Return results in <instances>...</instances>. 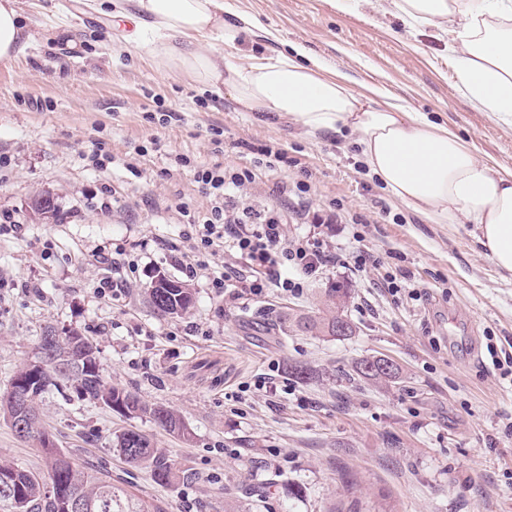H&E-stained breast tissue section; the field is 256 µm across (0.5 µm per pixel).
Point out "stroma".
<instances>
[{
    "mask_svg": "<svg viewBox=\"0 0 512 512\" xmlns=\"http://www.w3.org/2000/svg\"><path fill=\"white\" fill-rule=\"evenodd\" d=\"M19 3L31 40L0 61V212L19 223L0 234V391L45 326L92 338L106 380L174 410L190 440L71 389L45 394L43 421L61 447L164 512L232 502L246 512H512V376L492 371L486 350L512 361V275L475 226L425 223L369 176L353 137L257 122L229 95L156 68L82 0ZM239 16L254 27L230 56L301 44L353 89L448 122L479 158L512 169V126L457 91L449 33L329 0H224L225 19ZM269 145L287 157L274 171L261 166ZM216 164L256 172L227 211L283 210L289 239L319 235L337 260L301 293L270 287L236 302L200 272L193 310L174 318L153 309L148 290L158 271L182 279L169 246L209 210L195 173ZM42 192L55 198L49 219L32 208ZM303 209L337 221L303 223ZM362 250L377 266L354 269ZM118 251L136 264L112 296L99 286ZM389 272L405 273L404 293L385 288ZM336 286L350 292L351 336L281 324L317 313ZM380 355L397 379L359 378L358 361ZM126 429L149 436L183 480L159 485L128 466L113 444Z\"/></svg>",
    "mask_w": 512,
    "mask_h": 512,
    "instance_id": "35a3bbf8",
    "label": "stroma"
}]
</instances>
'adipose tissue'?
<instances>
[{
  "instance_id": "adipose-tissue-1",
  "label": "adipose tissue",
  "mask_w": 512,
  "mask_h": 512,
  "mask_svg": "<svg viewBox=\"0 0 512 512\" xmlns=\"http://www.w3.org/2000/svg\"><path fill=\"white\" fill-rule=\"evenodd\" d=\"M411 30L451 28L448 57L460 94L512 126V0H389ZM92 11L133 25L126 38L163 70L179 71L208 90H227L262 120L293 119L312 131L355 137L364 164L394 199L431 224L463 221L495 266L512 274V170L479 159L448 124L353 90L302 45L244 62L225 55L249 32L248 18L229 23L224 0H87ZM29 40L18 0H0V59Z\"/></svg>"
}]
</instances>
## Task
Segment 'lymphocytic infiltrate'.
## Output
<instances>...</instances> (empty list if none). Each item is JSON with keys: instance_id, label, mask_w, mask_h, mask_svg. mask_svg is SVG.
<instances>
[{"instance_id": "1", "label": "lymphocytic infiltrate", "mask_w": 512, "mask_h": 512, "mask_svg": "<svg viewBox=\"0 0 512 512\" xmlns=\"http://www.w3.org/2000/svg\"><path fill=\"white\" fill-rule=\"evenodd\" d=\"M253 177L252 171L229 172L220 165L197 171L196 179L210 199V210L184 230L183 237L189 242L190 251L178 259L188 279H196L199 270H208L212 288L232 301L248 294L262 295L271 286L285 292H299L302 277L315 274L335 260L320 239L288 242L283 218L277 210L234 219L226 216L227 190ZM221 246L242 262V274L233 275L224 267L213 265ZM288 267L294 270V277L282 276V269Z\"/></svg>"}]
</instances>
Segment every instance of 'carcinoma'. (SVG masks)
<instances>
[{
	"instance_id": "carcinoma-1",
	"label": "carcinoma",
	"mask_w": 512,
	"mask_h": 512,
	"mask_svg": "<svg viewBox=\"0 0 512 512\" xmlns=\"http://www.w3.org/2000/svg\"><path fill=\"white\" fill-rule=\"evenodd\" d=\"M148 294L153 308L168 315H182L194 303L192 289L184 283L179 288H150ZM348 298V289H330L320 312L298 316L296 326L322 336L352 335L354 324L345 311ZM342 320L346 321L347 330L339 333L336 324ZM50 347V364L44 372V382L32 391L31 410L38 409L39 399L50 388L70 387L90 403L101 404L122 416L145 415L170 433L190 439L191 433L174 411L148 404L137 394L105 381L97 346L89 337L69 330L56 336ZM16 413L13 394L1 392L0 418L9 423ZM48 437L40 415L32 414L28 442L41 449L43 466L34 469L0 463V505L8 512H71L69 503L76 498L85 504L83 512H161L159 506L113 484L109 472L86 467L71 452L47 444ZM115 447L129 466L147 469L155 483L173 486L180 482V469L144 434L124 430L116 435Z\"/></svg>"
}]
</instances>
